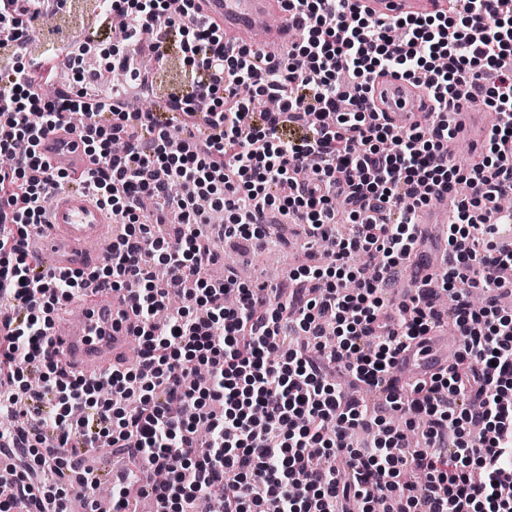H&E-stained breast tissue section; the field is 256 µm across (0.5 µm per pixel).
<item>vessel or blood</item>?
I'll use <instances>...</instances> for the list:
<instances>
[{"label":"vessel or blood","instance_id":"vessel-or-blood-1","mask_svg":"<svg viewBox=\"0 0 512 512\" xmlns=\"http://www.w3.org/2000/svg\"><path fill=\"white\" fill-rule=\"evenodd\" d=\"M362 6L377 17H394L436 10V0H361ZM198 14L207 23L224 30L226 42L245 35L256 49L269 53L291 43L295 26L283 0H201ZM375 96L386 121L397 130H406L430 120L433 103L424 88L390 76L377 84ZM452 125L457 140L480 148L488 124L476 107L454 114ZM40 150L54 167L72 173L82 171L88 158L77 132L59 127L48 133ZM47 219L37 229L42 243L39 268L57 274L90 269L102 261L112 240V215L102 208L89 191L71 188L55 192L47 206ZM450 219L447 196L437 197L431 205L418 210L416 222L430 234L441 233ZM447 255L432 253L411 255L396 271L403 281L401 297L408 298L417 289L428 287L446 266ZM85 317L78 327L54 321L50 346L64 365L75 374L91 376L121 363L134 336L129 324L113 326L112 308L104 300L92 297L83 305ZM459 339L433 335L415 341L396 356L390 375L397 386H404L445 368L449 354L458 351Z\"/></svg>","mask_w":512,"mask_h":512}]
</instances>
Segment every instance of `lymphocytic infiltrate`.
Listing matches in <instances>:
<instances>
[{
  "mask_svg": "<svg viewBox=\"0 0 512 512\" xmlns=\"http://www.w3.org/2000/svg\"><path fill=\"white\" fill-rule=\"evenodd\" d=\"M167 0H104L94 27L121 19L112 67L141 83L130 50L147 44L163 65L179 41L193 95L179 150L157 113L92 85L45 99L54 55L27 60L35 26L26 4L0 8V439L11 445L16 491L0 512H97L87 457L125 449L136 461L112 488V512L136 495L156 512H196L223 491L224 512H512V247L499 241L512 211V0H448L423 16L375 18L355 0H286L300 30L285 56L226 46L221 28ZM422 80L435 104L424 126L368 119L378 77ZM496 116L478 162L448 151L462 97ZM98 120L84 140L93 166L54 171L38 151L56 125ZM470 187L448 226L437 287L388 311V274L410 257L412 215L434 196ZM91 190L111 210L104 263L59 276L33 266L26 242L53 192ZM159 202L145 220L147 201ZM352 226L334 236L335 201ZM264 241V214L330 238L332 278L315 266L284 288H255L217 258L205 230ZM488 294L470 301L472 289ZM109 293L133 320L140 358L99 376L66 371L48 347L53 318L76 299ZM448 297L461 345L445 369L397 387L389 373L405 344L431 335ZM384 394L402 426L373 416L335 386L334 372ZM371 433L353 447L356 430ZM423 473L424 491L402 484Z\"/></svg>",
  "mask_w": 512,
  "mask_h": 512,
  "instance_id": "f902f5d3",
  "label": "lymphocytic infiltrate"
}]
</instances>
